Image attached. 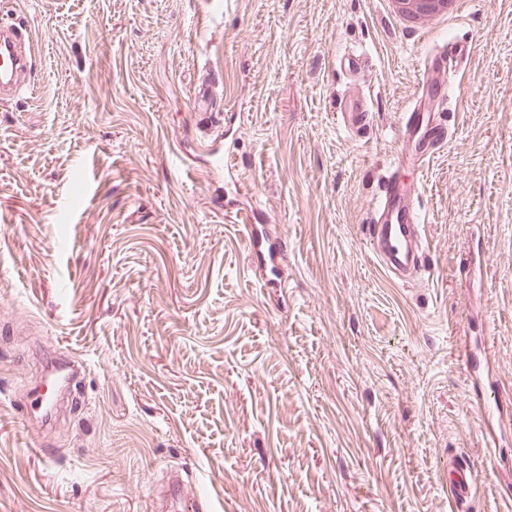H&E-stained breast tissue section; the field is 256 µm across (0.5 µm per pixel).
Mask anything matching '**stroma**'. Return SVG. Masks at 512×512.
Returning <instances> with one entry per match:
<instances>
[{"label":"stroma","instance_id":"35a3bbf8","mask_svg":"<svg viewBox=\"0 0 512 512\" xmlns=\"http://www.w3.org/2000/svg\"><path fill=\"white\" fill-rule=\"evenodd\" d=\"M16 14L37 42L0 105V512H152L173 468L215 512H450L451 454L478 467L473 512H512V414L485 450L455 350L490 343L512 394V0L416 31L387 0H0ZM448 39L476 50L429 72L450 140L404 170L430 250L396 284L369 205ZM204 82L214 127L192 116ZM362 97L355 138L336 107ZM207 134L237 143L252 199L183 172ZM229 204L279 238L287 293ZM58 351L84 386L35 426L20 407Z\"/></svg>","mask_w":512,"mask_h":512}]
</instances>
